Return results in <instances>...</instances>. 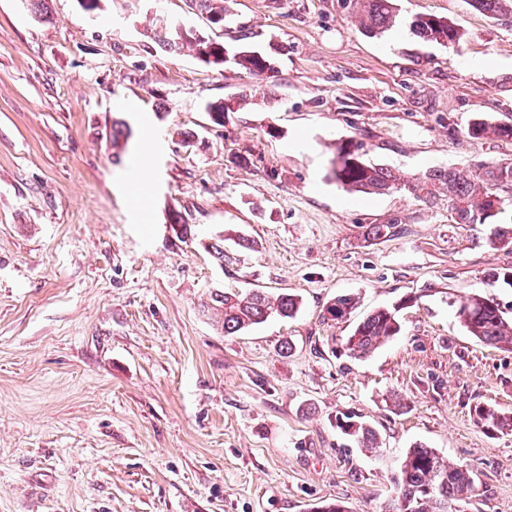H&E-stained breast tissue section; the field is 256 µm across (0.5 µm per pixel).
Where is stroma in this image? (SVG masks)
<instances>
[{"label": "stroma", "mask_w": 512, "mask_h": 512, "mask_svg": "<svg viewBox=\"0 0 512 512\" xmlns=\"http://www.w3.org/2000/svg\"><path fill=\"white\" fill-rule=\"evenodd\" d=\"M229 3L219 29L187 0H48L45 21L0 0V512H386L418 443L477 474L465 512H512V432L469 415L477 399L512 413V353L452 305L490 294L512 315V286L489 285L512 246L490 248L447 202L327 177L350 140L414 177L512 162L511 139L465 133L512 119V22L398 0L401 24L370 37L354 0ZM426 14L464 38L423 42L408 24ZM161 19L270 54L277 74L169 53ZM240 95L215 124L207 104ZM118 120L132 136L117 157ZM393 220L395 236H365ZM219 235L220 263L203 248ZM227 287L302 305L227 336L203 310ZM341 295L356 309L328 320ZM397 303L401 334L350 358L354 324ZM393 392L406 407L389 409ZM342 415L370 421L380 452L349 446Z\"/></svg>", "instance_id": "35a3bbf8"}]
</instances>
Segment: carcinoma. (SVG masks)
<instances>
[{
	"mask_svg": "<svg viewBox=\"0 0 512 512\" xmlns=\"http://www.w3.org/2000/svg\"><path fill=\"white\" fill-rule=\"evenodd\" d=\"M214 26L224 27L228 19L226 0H190ZM475 10L493 18L512 19V0H468ZM359 29L370 35H380L392 28L399 16L396 0H355ZM410 30L425 42L448 44L461 40L464 33L452 22L441 17L418 16ZM156 42L176 52L186 45L201 48L213 56L224 54V43L202 41L196 31H179L168 23L153 32ZM231 63L252 77L274 71L271 57L248 47L233 50ZM472 139L490 136L512 138V124L489 123L473 119L467 126ZM329 178L344 191L352 194L383 196L403 191L415 199L435 203L448 199L457 224H483L490 227L488 244L495 249L512 244V221L494 223L492 219L504 213L500 207L491 211V197L500 195L505 183L512 184V162L483 164L476 173L453 168L432 169L421 177L410 178L398 171L373 165L363 158L358 144H341L331 160ZM398 223L367 224L364 234L374 240L392 237ZM457 315L467 333L477 341L501 351L512 352V318L505 316L500 304L492 297L468 296L455 301ZM301 301L292 294L271 296L264 291L226 288L214 290L206 303L207 311L216 315L224 335L242 333L272 316L293 317ZM355 308V299L339 296L326 306L332 320L348 318ZM401 305L381 306L370 311L343 340L348 356L362 360L401 334ZM474 424L504 432L512 431V416L496 411L486 403L477 402L471 409ZM343 434L360 448L374 452L382 441L376 428L361 417L336 419ZM398 489L388 512H457L458 505L472 497L476 474L463 466H453L435 449L418 444L400 457L392 476Z\"/></svg>",
	"mask_w": 512,
	"mask_h": 512,
	"instance_id": "cac0c4a2",
	"label": "carcinoma"
}]
</instances>
